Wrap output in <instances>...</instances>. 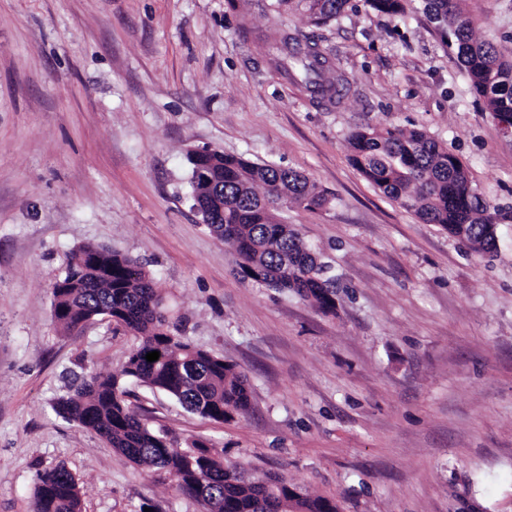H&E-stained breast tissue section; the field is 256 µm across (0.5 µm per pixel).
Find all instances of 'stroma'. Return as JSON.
I'll use <instances>...</instances> for the list:
<instances>
[{"mask_svg": "<svg viewBox=\"0 0 512 512\" xmlns=\"http://www.w3.org/2000/svg\"><path fill=\"white\" fill-rule=\"evenodd\" d=\"M478 41L512 59V0H463ZM316 45L340 101L274 64L266 35ZM422 129L504 214L483 256L377 191L349 161L357 127ZM305 174L334 194L281 216L331 262L326 315L233 273L193 209L188 151ZM139 259L181 336L244 371L248 416L217 423L139 383L128 404L179 445L282 473L341 512H512V139L410 0L404 19L349 0L324 26L269 0H0V512H31L62 464L82 512H203L58 416L54 400L119 370L137 336L53 315L67 256Z\"/></svg>", "mask_w": 512, "mask_h": 512, "instance_id": "35a3bbf8", "label": "stroma"}]
</instances>
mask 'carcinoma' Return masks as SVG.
Returning <instances> with one entry per match:
<instances>
[{
  "instance_id": "carcinoma-1",
  "label": "carcinoma",
  "mask_w": 512,
  "mask_h": 512,
  "mask_svg": "<svg viewBox=\"0 0 512 512\" xmlns=\"http://www.w3.org/2000/svg\"><path fill=\"white\" fill-rule=\"evenodd\" d=\"M347 0H271L275 11L294 7L316 26L336 20ZM406 0H364L374 11L405 14ZM462 0H425L429 16H442L449 45L456 50L474 93L492 116H512V60L478 41ZM276 66L310 92L333 97L336 82L326 76L320 52L295 38L269 43ZM350 162L385 196L427 224H439L481 253L496 249L488 225L500 213L483 201L465 166L453 161L422 130L363 128L349 135ZM191 175L204 169L211 188L194 200L208 217L210 232L235 256L243 282L294 292L319 311H336V277L331 265L280 209L294 205L311 212L329 208L333 198L305 175L222 152L187 154ZM54 319L69 333L91 319H112L139 337L138 347L118 372L96 373L54 402L55 411L96 434L117 454L142 470L162 469L181 493L201 502L205 512H336L325 497L305 494L283 474L253 475L242 464L217 460L218 451L197 439L180 447L151 430L126 400L127 384L143 383L176 399L192 413L215 422L245 417L251 410L246 375L170 329L164 297L139 261L106 246L83 245L68 257L53 288ZM160 352L154 362L145 359ZM32 512H82L79 479L58 465L39 476Z\"/></svg>"
}]
</instances>
